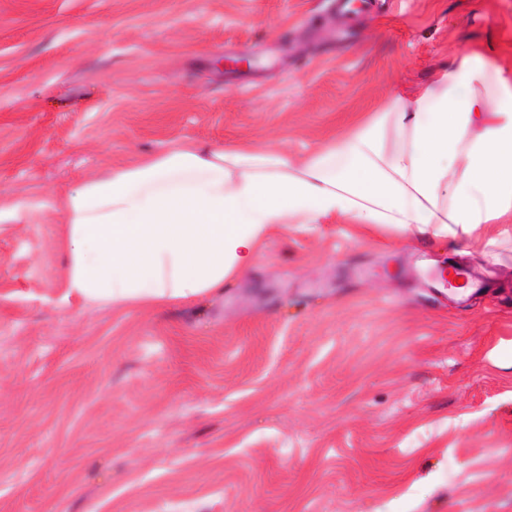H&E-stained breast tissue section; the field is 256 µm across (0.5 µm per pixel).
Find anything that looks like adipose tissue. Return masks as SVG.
<instances>
[{"label": "adipose tissue", "instance_id": "adipose-tissue-1", "mask_svg": "<svg viewBox=\"0 0 512 512\" xmlns=\"http://www.w3.org/2000/svg\"><path fill=\"white\" fill-rule=\"evenodd\" d=\"M67 294L159 309L223 293L291 224L430 236L467 254L512 224V68L495 46L449 62L299 160L175 143L66 193Z\"/></svg>", "mask_w": 512, "mask_h": 512}]
</instances>
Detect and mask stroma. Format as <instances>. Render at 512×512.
<instances>
[{
	"instance_id": "stroma-1",
	"label": "stroma",
	"mask_w": 512,
	"mask_h": 512,
	"mask_svg": "<svg viewBox=\"0 0 512 512\" xmlns=\"http://www.w3.org/2000/svg\"><path fill=\"white\" fill-rule=\"evenodd\" d=\"M490 42L512 64V0H0V512H512L502 225L457 254L292 224L217 298L64 299L82 181L176 142L302 158Z\"/></svg>"
}]
</instances>
